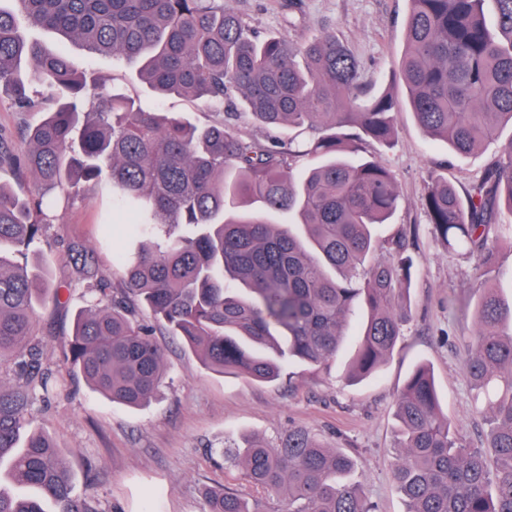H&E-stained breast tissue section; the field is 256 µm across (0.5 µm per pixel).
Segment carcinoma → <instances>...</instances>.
Masks as SVG:
<instances>
[{
  "label": "carcinoma",
  "instance_id": "cac0c4a2",
  "mask_svg": "<svg viewBox=\"0 0 512 512\" xmlns=\"http://www.w3.org/2000/svg\"><path fill=\"white\" fill-rule=\"evenodd\" d=\"M0 7V97L42 112L17 154L0 136V171L32 180L24 196L0 182V363L24 374L0 384V512H99L78 494L64 454L31 429L30 390L54 393L39 359L35 308L60 301L36 264L42 225L62 192L107 191L135 212L136 235L164 239L121 257L125 287L89 291L64 359L114 403L139 406L164 385L153 325L208 370L272 382L288 365L334 359L358 319L348 381L377 373L403 336L414 260L400 232L380 229L398 209L392 172L367 144L391 142L397 102L357 82L356 58L333 34L301 41L262 35L224 0H12ZM53 30L89 55L137 66L158 96L198 101L201 126L155 112L63 53L26 38L22 22ZM399 63L420 128L468 156L512 127V0H409ZM241 102L260 126L308 135L245 138L230 128ZM512 138L462 196L435 172L425 197L431 233L475 260L477 333L464 362L488 425L485 449L455 438L431 369L419 365L395 399L392 477L405 512H512V270L496 264L512 224ZM73 251L79 273L93 256ZM495 462L490 474L487 456ZM253 488L206 491V512H375L355 462L305 429L236 447Z\"/></svg>",
  "mask_w": 512,
  "mask_h": 512
}]
</instances>
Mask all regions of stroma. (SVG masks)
<instances>
[{
    "label": "stroma",
    "instance_id": "1",
    "mask_svg": "<svg viewBox=\"0 0 512 512\" xmlns=\"http://www.w3.org/2000/svg\"><path fill=\"white\" fill-rule=\"evenodd\" d=\"M298 2L292 10L289 0H224L264 33L292 39L334 33L359 60L362 87L375 94L390 91L397 99L392 144L373 142L368 150L396 179L401 206L388 230L406 233L415 258L412 315L403 340L377 375L355 384L342 378L352 353L348 346L329 366H294L277 381L254 383L204 369L194 354L159 328L155 338L164 350L167 386L161 396L137 408L110 402L82 379L61 374L58 395L48 398L34 390L33 423L62 448L76 489L94 488L99 512H204L205 488H248L239 471L225 465L222 448L246 438L271 440L291 428L308 430L351 454L358 462L356 477L378 512H405L391 476L394 399L423 362L433 370L441 409L457 437L471 448L482 445L483 416L463 371L476 333L473 310L462 305L474 295L471 261L433 236L424 197L434 170L447 173L458 191L470 189L498 156L501 144L492 142L473 156L456 158L416 123L397 75L405 51L408 0ZM88 62L94 72L145 105L194 122L208 119L198 102L156 96L138 79L133 64L108 56H92ZM134 221L129 210L98 191L51 212L43 227L51 246L42 261L52 287L69 289L70 296L36 310L37 338L47 366L61 364L63 342L92 286L77 272L73 245L92 249L99 277L109 287H122L119 258L141 243L130 232Z\"/></svg>",
    "mask_w": 512,
    "mask_h": 512
}]
</instances>
